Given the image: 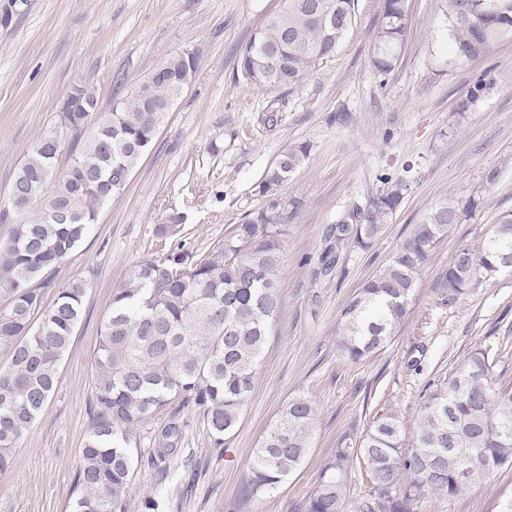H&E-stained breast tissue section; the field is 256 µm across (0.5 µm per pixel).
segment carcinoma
I'll use <instances>...</instances> for the list:
<instances>
[{
	"label": "carcinoma",
	"mask_w": 512,
	"mask_h": 512,
	"mask_svg": "<svg viewBox=\"0 0 512 512\" xmlns=\"http://www.w3.org/2000/svg\"><path fill=\"white\" fill-rule=\"evenodd\" d=\"M450 50L461 63L486 56L512 39V0H445ZM408 0H383L374 34L372 69L380 82L395 68L405 40ZM357 19V0H287L241 49L242 79L257 89L299 88L336 54ZM167 77L150 72L131 94L98 113L94 91L72 89L74 112H63L70 164L55 177L64 143L53 132L33 145L0 208V475L12 470L13 449L54 395L59 369L82 317L86 282L61 286L60 265L88 237L99 208L128 185L167 113L156 102L178 100L198 67L185 52L165 57ZM308 142L287 146L257 185L267 204L207 254L180 241L162 258L133 264L112 295L93 362L91 423L77 471L81 492L71 512H131L135 478L131 445L138 426L157 415L154 462L182 449L190 416L198 412L216 445L232 432L253 390L256 366L281 307L277 271L281 237L291 219L279 198L283 183L305 163ZM383 189L347 209L331 225L320 274L339 262L340 247L370 249L386 231L408 183L378 177ZM478 206L473 197L434 208L413 225L385 266L341 311L336 348L351 362L391 339L409 313L421 268L433 248ZM512 260V213L500 216L481 248L457 249L440 276L454 303L496 278ZM56 296L50 303V289ZM490 349L472 351L448 381L424 395L419 423L408 436L399 417L379 415L364 435L342 436L299 512H345L350 470L367 468L365 512H416L430 494L456 496L512 465V388L494 378ZM315 410L295 397L253 451L245 500L273 492L303 462Z\"/></svg>",
	"instance_id": "carcinoma-1"
}]
</instances>
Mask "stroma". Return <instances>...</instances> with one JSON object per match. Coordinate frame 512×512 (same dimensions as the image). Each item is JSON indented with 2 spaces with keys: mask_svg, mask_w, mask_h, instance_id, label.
<instances>
[{
  "mask_svg": "<svg viewBox=\"0 0 512 512\" xmlns=\"http://www.w3.org/2000/svg\"><path fill=\"white\" fill-rule=\"evenodd\" d=\"M399 62L386 80L371 66L382 0H358L357 21L336 52L294 91L258 90L238 79V50L286 0H0V202L37 138L59 124L73 87L94 89L101 111L126 96L168 54H198L199 66L124 190L99 211L94 230L61 266L59 283L84 279V314L57 389L0 476V512H69L90 425L93 351L112 294L135 262L162 254L156 225L178 215L174 239L204 254L246 213L264 204L256 187L288 145L308 142L309 159L279 191L298 209L286 224L278 279L282 307L256 367L235 431L217 448L194 415L180 458L147 462L154 418L133 449V501L157 512H297L344 434L362 435L383 413L415 429L429 385L446 382L477 348L497 353L495 376L512 385V272L449 302L439 275L460 246L479 248L512 212V40L461 65L448 49L444 0H409ZM493 87L467 112L458 107L480 75ZM498 169L487 184L489 169ZM409 189L382 239L343 248L335 270L317 272L328 227L374 193L381 172ZM472 196L479 205L453 225L422 269L408 318L371 358L336 350L342 308L435 206ZM307 398L315 427L300 467L267 497L241 502L247 461L289 398ZM512 467L416 512H503Z\"/></svg>",
  "mask_w": 512,
  "mask_h": 512,
  "instance_id": "stroma-1",
  "label": "stroma"
}]
</instances>
